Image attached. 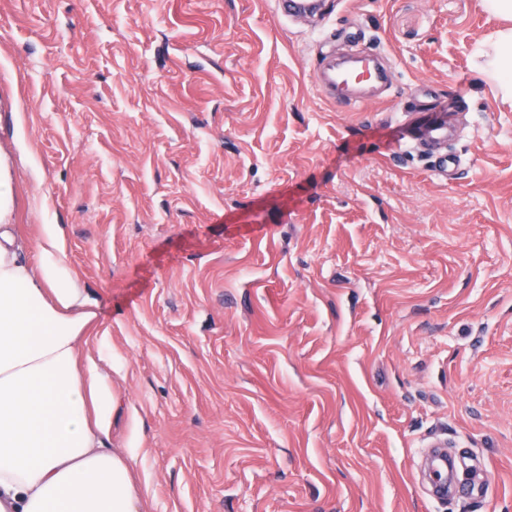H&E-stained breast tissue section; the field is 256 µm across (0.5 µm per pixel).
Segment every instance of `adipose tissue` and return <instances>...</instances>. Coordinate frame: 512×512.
<instances>
[{
	"label": "adipose tissue",
	"mask_w": 512,
	"mask_h": 512,
	"mask_svg": "<svg viewBox=\"0 0 512 512\" xmlns=\"http://www.w3.org/2000/svg\"><path fill=\"white\" fill-rule=\"evenodd\" d=\"M504 25L475 71L512 105V0H481ZM58 225L31 265L0 222V512H141L130 451L104 444L115 401L79 343L97 318L62 265Z\"/></svg>",
	"instance_id": "obj_1"
}]
</instances>
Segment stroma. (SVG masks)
Here are the masks:
<instances>
[{"label":"stroma","instance_id":"stroma-1","mask_svg":"<svg viewBox=\"0 0 512 512\" xmlns=\"http://www.w3.org/2000/svg\"><path fill=\"white\" fill-rule=\"evenodd\" d=\"M0 0L9 223L97 304L81 349L145 512H512V106L480 0ZM381 52L358 108L322 56ZM454 126L410 144L408 123ZM481 461L428 493L424 453ZM436 493L439 496L449 497L452 499L466 497L478 499L486 497L488 489L479 478H472L466 482L446 484L441 483L435 485Z\"/></svg>","mask_w":512,"mask_h":512}]
</instances>
